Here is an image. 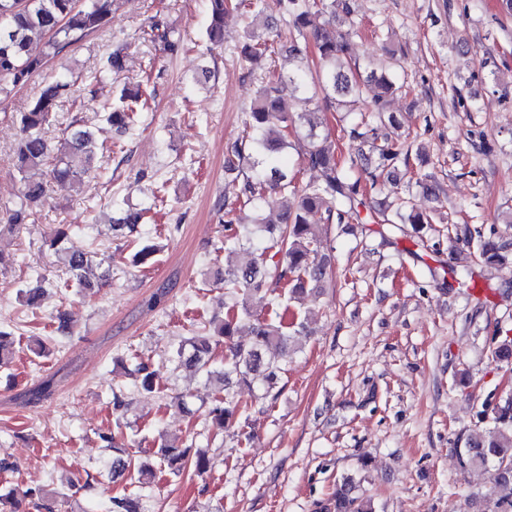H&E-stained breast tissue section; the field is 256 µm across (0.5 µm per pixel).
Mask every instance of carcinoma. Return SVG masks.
Instances as JSON below:
<instances>
[{
  "mask_svg": "<svg viewBox=\"0 0 512 512\" xmlns=\"http://www.w3.org/2000/svg\"><path fill=\"white\" fill-rule=\"evenodd\" d=\"M210 23L206 34L210 42H224V19L233 10L231 0H208ZM277 10L292 28L286 52L291 57L288 73L260 74L248 110L244 112L247 136L226 146L227 170L242 167L249 171L241 188L243 204L250 206L249 220L233 216L225 220L224 243L238 249L240 261L233 269L216 273V280L233 290L234 296L225 316L214 317L209 333L192 336L174 350L171 361L178 368L193 371L218 386V394L207 407V419L213 429L224 432L234 427L241 416V406L234 388L246 386L258 400L267 398L274 389L281 370L278 355L301 336L308 335L307 326L288 317V301L321 292L330 266L324 253L322 227L344 218L359 215L365 206L360 180L352 169L376 173L390 172L403 157L400 147L382 133L386 124H396L388 113V96L399 90L387 74L372 70L358 73L356 64L347 58L348 34L336 30V8L345 19L352 20L350 0H330L322 6L315 0H276ZM266 5L253 6L252 19L245 26L240 47L241 57L255 65L268 51L271 30L265 16ZM109 0H0V95L8 86L24 84L46 61L59 55L83 36L106 25ZM313 41L314 54L302 42ZM373 88L375 108L348 130L359 142L357 155L350 167L341 165L336 143L318 132L322 126L320 111L301 112L294 116L285 110L286 98L300 93L322 103L328 112L355 111L357 101L367 88ZM70 84L57 79L46 84L27 111L20 115L19 141L13 164L22 184V197L14 206L6 207L7 228L25 223L33 209L46 204L54 189H70L85 174L93 171L96 139L88 127L70 126L66 138L53 147L45 138V125L52 114L68 99ZM141 94L123 89L108 108L106 121L120 130L133 122ZM294 127L302 162L321 172V180L299 189L296 174L282 165L283 152L292 146L288 126ZM277 191L284 199L277 216L261 210L267 191ZM383 222L393 228L402 224L423 226L433 217L414 208L410 199L396 197L374 207ZM145 218V210L129 207L112 228L134 229ZM269 238L278 247L280 265L265 270L266 249L254 243L253 236ZM69 226L61 224L45 241L65 268L63 286L92 288L87 274L93 255L65 247ZM476 252L487 265L509 263L508 249L494 237L478 236ZM258 293L270 294L271 312L258 313L250 306V298ZM250 330V340L238 339L243 328ZM224 341V363L216 365L213 344ZM137 387L153 392L159 373L148 364L136 368ZM54 376L42 378L36 385L15 394L14 399L29 405L53 394ZM459 464L478 473H487L495 497L489 512H512V397L499 398L491 409L490 425L469 434L463 446L454 449ZM161 463L174 474L186 469L187 450L165 444L158 450ZM110 471L120 470L143 477L153 469L137 463L130 453H120L108 461ZM35 490L19 486H0V512H19L20 504L33 497ZM324 512H379L374 500L365 495L360 481L352 474L342 476L336 492ZM108 512H144L138 493L108 498Z\"/></svg>",
  "mask_w": 512,
  "mask_h": 512,
  "instance_id": "1",
  "label": "carcinoma"
}]
</instances>
